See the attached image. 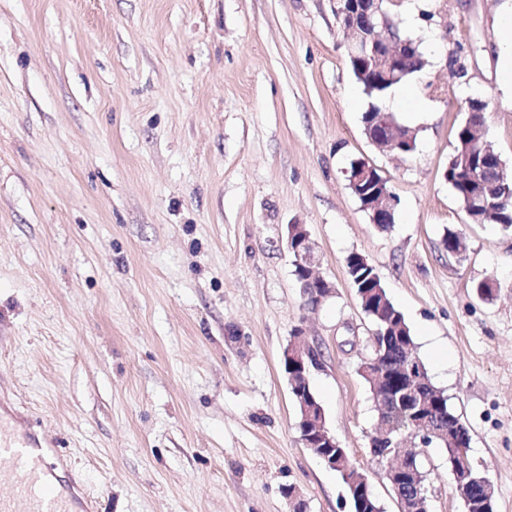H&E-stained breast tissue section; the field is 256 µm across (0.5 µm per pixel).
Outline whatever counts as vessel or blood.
<instances>
[{
	"mask_svg": "<svg viewBox=\"0 0 512 512\" xmlns=\"http://www.w3.org/2000/svg\"><path fill=\"white\" fill-rule=\"evenodd\" d=\"M36 445L18 431L11 415H0V485L14 488L10 496L0 497V512H73L72 498L47 483V463Z\"/></svg>",
	"mask_w": 512,
	"mask_h": 512,
	"instance_id": "b4317fda",
	"label": "vessel or blood"
}]
</instances>
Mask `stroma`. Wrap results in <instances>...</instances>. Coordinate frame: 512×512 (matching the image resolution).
<instances>
[{
	"instance_id": "stroma-1",
	"label": "stroma",
	"mask_w": 512,
	"mask_h": 512,
	"mask_svg": "<svg viewBox=\"0 0 512 512\" xmlns=\"http://www.w3.org/2000/svg\"><path fill=\"white\" fill-rule=\"evenodd\" d=\"M512 0H395L425 46L424 108L403 158L361 121L331 0H0V402L56 441L53 483L88 512H349L340 476L302 444L283 348L321 352L327 426L398 512L369 442L358 368L371 323L345 258L363 254L403 313L473 464L512 512V234L471 224L443 177L469 97L512 167L499 53ZM465 70L450 77L451 63ZM397 199L371 224L351 160ZM305 225L335 286L305 304L286 227ZM462 231L464 260L447 229ZM495 278L496 298L474 283ZM431 512H464L443 449L422 457Z\"/></svg>"
}]
</instances>
